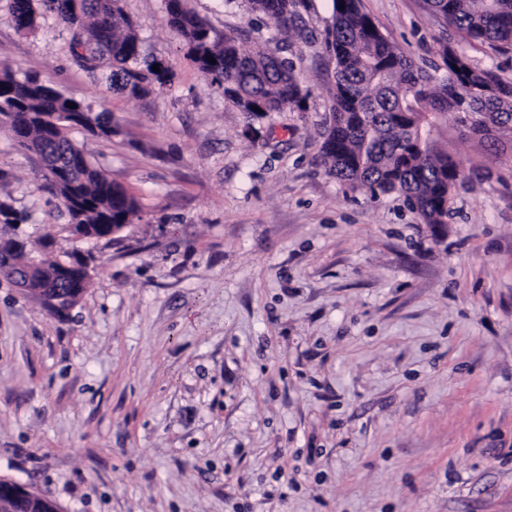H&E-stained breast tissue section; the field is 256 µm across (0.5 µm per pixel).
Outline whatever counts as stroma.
Masks as SVG:
<instances>
[{"label": "stroma", "mask_w": 512, "mask_h": 512, "mask_svg": "<svg viewBox=\"0 0 512 512\" xmlns=\"http://www.w3.org/2000/svg\"><path fill=\"white\" fill-rule=\"evenodd\" d=\"M185 6L219 40L274 33L249 0ZM121 7L163 90H108L53 14L23 33L0 0V69L111 113V139L73 137L141 215L74 239L38 157L0 130V197L89 272L61 316L0 284V478L60 512H512V135L433 131L464 171L437 229L325 171L332 0H305L275 46L303 111L258 116L201 76L166 0ZM360 7L417 61L448 45L512 79V50L426 0Z\"/></svg>", "instance_id": "1"}]
</instances>
